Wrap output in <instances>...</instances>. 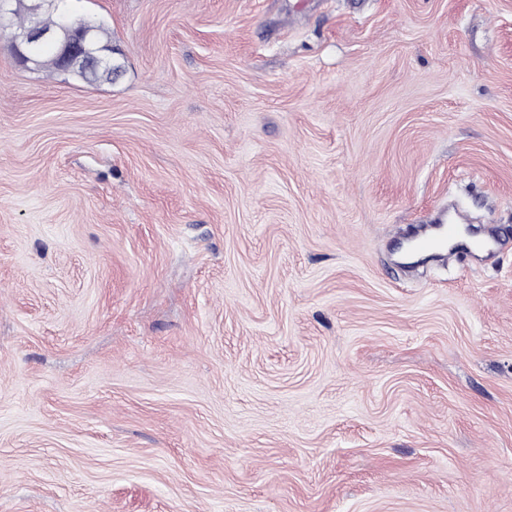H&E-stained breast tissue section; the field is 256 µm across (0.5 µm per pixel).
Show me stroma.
Here are the masks:
<instances>
[{
  "instance_id": "obj_1",
  "label": "stroma",
  "mask_w": 512,
  "mask_h": 512,
  "mask_svg": "<svg viewBox=\"0 0 512 512\" xmlns=\"http://www.w3.org/2000/svg\"><path fill=\"white\" fill-rule=\"evenodd\" d=\"M0 30V512H512V0H65ZM29 1V12L32 15L30 19L27 10L28 0H12V9L15 15V20L12 19V21L9 17L11 12L8 9V1L3 0L0 3V29H10V39L6 47L13 54L25 63L34 64L36 62V70L44 72L49 77L61 72L57 55L62 69H66L73 62L78 61L65 73L85 84H110L120 76L119 66L112 69V52L114 50L112 32L103 22L98 21L96 23L94 37L96 45L100 49L106 50L112 46L109 53H102L94 46L92 39L93 24L90 19H85L74 25L65 21L54 25L59 20V14L50 12L42 17V22L54 25L47 27L37 17L55 0ZM28 20L29 22L22 26L15 24V21L22 24ZM59 30H66V36L63 40L59 39ZM40 44H54L57 51L54 49L39 51L35 55L34 61L30 54L31 48ZM79 60L92 67L85 66ZM93 67H105L112 69V71ZM459 234V224L449 221V216H440L437 224H426L421 226L419 232L412 237L415 247L418 250L428 249L443 244L446 240L454 239Z\"/></svg>"
}]
</instances>
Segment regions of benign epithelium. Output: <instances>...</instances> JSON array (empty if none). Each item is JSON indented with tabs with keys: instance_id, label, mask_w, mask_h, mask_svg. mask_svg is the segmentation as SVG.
<instances>
[{
	"instance_id": "obj_1",
	"label": "benign epithelium",
	"mask_w": 512,
	"mask_h": 512,
	"mask_svg": "<svg viewBox=\"0 0 512 512\" xmlns=\"http://www.w3.org/2000/svg\"><path fill=\"white\" fill-rule=\"evenodd\" d=\"M52 0H30L31 18L18 26L9 17L8 0H0V29L10 30L7 49L25 63H32L31 48L40 44H53L57 48L60 68L66 69L75 61L92 67L112 68V53H102L93 44V24L89 19L71 25L65 21L52 27L43 25L38 16Z\"/></svg>"
}]
</instances>
